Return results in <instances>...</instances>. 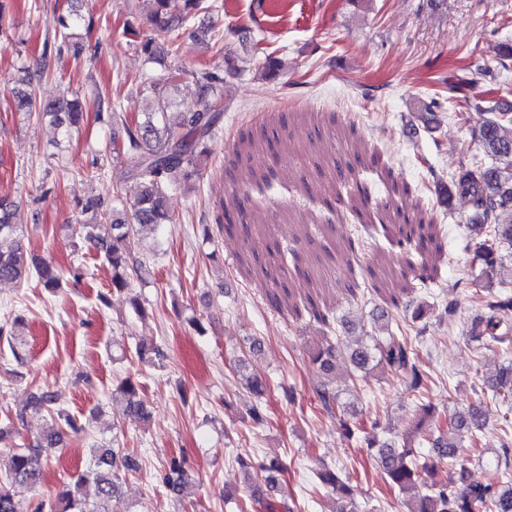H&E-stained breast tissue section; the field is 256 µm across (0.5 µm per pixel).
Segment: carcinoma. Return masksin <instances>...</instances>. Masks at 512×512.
Returning a JSON list of instances; mask_svg holds the SVG:
<instances>
[{
  "instance_id": "obj_1",
  "label": "carcinoma",
  "mask_w": 512,
  "mask_h": 512,
  "mask_svg": "<svg viewBox=\"0 0 512 512\" xmlns=\"http://www.w3.org/2000/svg\"><path fill=\"white\" fill-rule=\"evenodd\" d=\"M148 2L151 5L149 21L171 41L179 37V31L192 24L200 11L211 8V5L204 4V0ZM222 83L223 78L219 74L206 70L200 72L197 75L198 108L182 113L176 127L166 124L171 101L158 95L151 99L144 120L133 128H127L124 151L135 159L131 177L141 187L139 195L124 217L113 220L98 213V203L90 202L85 211L93 212V216L77 225L78 234L103 251L105 260L112 267V289L127 290L131 280L139 276L138 269L129 265V259L138 244L140 229L176 223L175 215L167 207V197L182 183L199 175V160L205 153V140L212 137L223 117ZM452 91L456 92L451 97L454 112H466L475 107L463 85L454 86ZM13 98L20 111L35 104L30 72L22 71V76L15 80ZM492 103L493 99L489 98L481 107L490 113L478 132V145L485 161L469 162L452 173L448 183L440 188L439 202L448 207L454 199L463 198L477 213L478 220L471 226V231L482 272L475 281L471 301L483 313L472 319L471 336L482 347H495L512 356V295L493 292L494 276L503 267L501 248L505 244L512 246V115L494 111ZM82 116V105L76 98L44 101L36 112L37 118L47 119L66 129L78 126ZM108 223L111 224L112 235L104 237L99 230ZM33 275L51 293L61 287L60 271L52 263L38 261L28 254L18 226L12 222L9 206L0 199V285L21 284ZM381 317L385 321L375 325L374 334L348 352L351 364L363 378L375 370L391 373L400 377L409 391L423 393L427 381L417 364L418 354L412 338L404 332L398 334L392 330L387 320L388 313H382ZM3 341L15 360H23L14 331L0 324V343ZM344 348L342 342L328 339L310 352V361L327 375L336 368V357ZM488 388L491 400L511 409L512 364L489 380ZM316 393L322 408L333 412L339 394L325 382L316 387ZM118 394L125 401L128 414L148 415L139 385L127 379L118 388ZM27 407L56 416L61 427L33 447L11 449L5 473L0 476V512H18V491L39 482L40 472L34 462L43 446L59 443L63 434L69 431L77 434L84 430L76 418L55 407L53 395L48 392L30 394ZM483 415L482 404L473 403L461 411L439 416L436 420L439 436L432 439L434 456L429 462L418 459L416 449L407 437L397 445L384 444L375 449L374 459L388 485L412 503L408 512H512V417L503 414L498 437L500 451L496 452V462L505 468L506 481L503 484L491 486L470 480L464 463L465 453L479 460L485 453ZM464 432L470 434L467 449L448 437L450 433ZM236 463L251 482L261 479L271 489L284 473V466L277 459L257 464L250 456L240 455ZM443 464L448 465L450 476L448 483L439 484L433 480V474ZM132 466L131 456H121L111 448H100L72 483L59 491L55 498L40 503L35 512H109L107 504L118 490L121 472L131 470ZM316 476L327 492L338 494L343 499L344 505L338 512H359V506L351 498L348 483L338 471L324 464ZM187 478L186 460L173 458L164 468L162 485L178 495ZM88 485L94 488L91 501L85 494ZM253 500L265 512H293V506L279 502L261 490Z\"/></svg>"
}]
</instances>
